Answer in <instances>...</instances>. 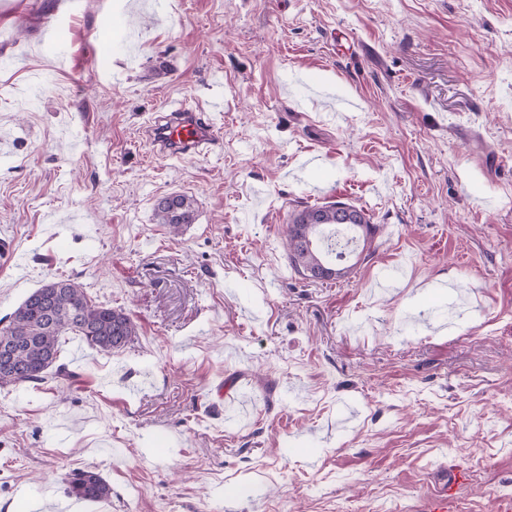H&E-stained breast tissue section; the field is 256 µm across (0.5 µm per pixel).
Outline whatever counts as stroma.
<instances>
[{
	"mask_svg": "<svg viewBox=\"0 0 512 512\" xmlns=\"http://www.w3.org/2000/svg\"><path fill=\"white\" fill-rule=\"evenodd\" d=\"M336 200L379 230L313 283L286 229ZM0 243V320L69 277L138 326L0 387V512H421L443 464L512 501V0H0ZM224 101H210L207 112L179 109L149 122L150 139L163 156L196 154L215 145L214 116H222ZM156 212L159 223L166 224L171 232L177 233L184 224L192 223L194 201L186 195H172L158 203ZM69 494L87 501L108 500L112 488L98 473L91 470H78L67 479Z\"/></svg>",
	"mask_w": 512,
	"mask_h": 512,
	"instance_id": "obj_1",
	"label": "stroma"
}]
</instances>
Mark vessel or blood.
I'll return each instance as SVG.
<instances>
[{
	"instance_id": "1",
	"label": "vessel or blood",
	"mask_w": 512,
	"mask_h": 512,
	"mask_svg": "<svg viewBox=\"0 0 512 512\" xmlns=\"http://www.w3.org/2000/svg\"><path fill=\"white\" fill-rule=\"evenodd\" d=\"M224 111L220 99L210 101L207 111L180 109L150 121L147 131L159 154H196L215 143V116ZM458 468H441L432 476V490L424 500L423 512H452L458 488L466 481Z\"/></svg>"
}]
</instances>
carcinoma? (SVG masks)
Instances as JSON below:
<instances>
[{
  "mask_svg": "<svg viewBox=\"0 0 512 512\" xmlns=\"http://www.w3.org/2000/svg\"><path fill=\"white\" fill-rule=\"evenodd\" d=\"M156 212L159 223L176 233L183 225L192 223L194 201L186 195H172L158 203ZM347 212L354 216L347 228L360 234L365 242L372 238L376 225L363 211L341 201L306 208L288 225V261L304 279L335 280L348 274L350 267L336 264L343 258V252L331 244L323 252L317 245L321 230L336 229ZM66 333L81 337L100 351L112 352L133 341L137 326L123 310L90 300L79 282L69 278L50 280L29 294L13 312L9 324L0 329V337H10L17 352L14 369L0 368V387L37 384L50 374H63L65 368L57 361L60 338ZM67 482L69 494L82 500L102 501L112 495L108 482L91 470L75 471Z\"/></svg>",
  "mask_w": 512,
  "mask_h": 512,
  "instance_id": "cac0c4a2",
  "label": "carcinoma"
}]
</instances>
